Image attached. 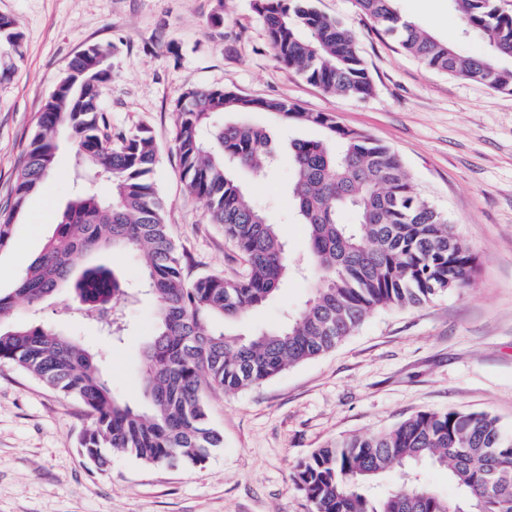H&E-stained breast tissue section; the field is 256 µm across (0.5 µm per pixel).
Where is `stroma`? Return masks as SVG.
<instances>
[{
    "mask_svg": "<svg viewBox=\"0 0 512 512\" xmlns=\"http://www.w3.org/2000/svg\"><path fill=\"white\" fill-rule=\"evenodd\" d=\"M347 21L373 83L357 100L325 92L281 64L252 0H0L16 20L24 57L0 80V207L15 185L39 112L69 62L88 45L112 48V80L101 107L113 131L151 128L158 147L154 183L166 202L169 232L189 276L234 277L243 259L209 220L203 201L181 182L173 150L176 103L189 88H226L282 98L308 112L335 114L396 151L421 197L447 212L470 247L476 270L464 288L418 309L379 310L333 351L234 394L208 399L224 445L198 465H147L128 454L99 465L79 439L91 419L78 402L0 363V512H312L293 482L297 463L337 438L384 431L422 410L483 411L512 434V93L425 67L354 0H318ZM401 15L464 55L485 52L463 32L449 0H397ZM224 18L210 23L212 14ZM281 156L264 177L240 173L245 198L265 208L290 257L307 262L309 241L288 193V143L314 140L312 125L283 128L264 113ZM73 150L61 143L43 187L29 196L0 246V293L9 294L51 236L73 194ZM39 223L32 231L31 223ZM312 278L293 274L241 331L273 329L311 296ZM71 297L13 318L54 328L104 352L102 372L133 405L143 402L142 351L155 304L123 308L129 329L109 343L93 322L62 320Z\"/></svg>",
    "mask_w": 512,
    "mask_h": 512,
    "instance_id": "1",
    "label": "stroma"
}]
</instances>
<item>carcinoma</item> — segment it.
<instances>
[{"mask_svg":"<svg viewBox=\"0 0 512 512\" xmlns=\"http://www.w3.org/2000/svg\"><path fill=\"white\" fill-rule=\"evenodd\" d=\"M397 0H355L427 67L512 92V12L500 0H450L465 31L488 52L464 56L399 14ZM279 62L324 91L359 100L373 85L351 27L320 12L316 0H253ZM0 47L24 55L23 34L0 15ZM109 65L74 58L43 105L10 205L0 211V244L13 218L52 170L59 134L74 146L76 191L41 254L7 296H0V362L11 363L81 403L91 426L80 447L99 464L106 452L145 464L204 462L222 443L207 398L261 385L289 367L334 349L373 312L416 308L466 286L475 258L448 216L422 199L387 145L349 130L325 112L286 99L249 98L225 88H194L179 99L174 151L186 191L203 200L245 261L236 278L192 279L169 236L166 204L152 174V130L112 131L99 105ZM266 113L323 129L321 140L290 142L292 195L310 243L311 297L288 324L247 337L231 325L268 301L291 270L266 211L248 204L234 170L265 172L275 155L267 131L227 114ZM108 184L107 196L97 191ZM353 222H341L343 213ZM131 249L143 263L138 291L98 266L71 281L84 254ZM73 290L99 331L119 340L121 304L139 292L155 303L154 330L143 350L145 404L134 407L104 379L102 354L46 326L10 321L14 302L38 305L61 285ZM448 471L459 495L448 500L423 481L422 468ZM400 481L383 484L391 469ZM293 481L314 512H512V435L485 412H418L391 429L343 437L301 459Z\"/></svg>","mask_w":512,"mask_h":512,"instance_id":"1","label":"carcinoma"}]
</instances>
